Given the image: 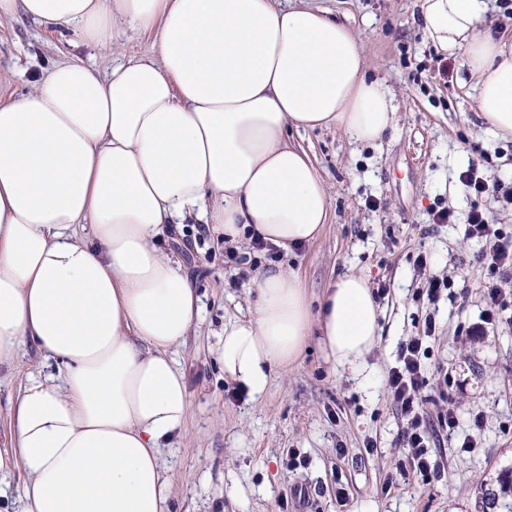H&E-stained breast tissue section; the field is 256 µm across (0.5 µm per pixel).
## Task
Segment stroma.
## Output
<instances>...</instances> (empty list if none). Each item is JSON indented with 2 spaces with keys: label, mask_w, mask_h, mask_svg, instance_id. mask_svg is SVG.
I'll use <instances>...</instances> for the list:
<instances>
[{
  "label": "stroma",
  "mask_w": 512,
  "mask_h": 512,
  "mask_svg": "<svg viewBox=\"0 0 512 512\" xmlns=\"http://www.w3.org/2000/svg\"><path fill=\"white\" fill-rule=\"evenodd\" d=\"M304 2L330 10L358 35L370 77L394 97L395 127L366 144L336 128L298 132L328 189L331 219L318 240L281 253L278 264L299 274L313 303L343 273L373 289L386 286L377 300L380 339L357 367L336 368L311 337L297 365L273 372L263 399H232L213 350L225 322L253 316L257 275L270 262L252 251L241 263H225L224 244L202 224L169 235L162 247L193 280L202 306L174 351L192 410L182 435L162 451L170 512H488L484 491L498 489L501 471L512 467V310L484 335H459V325L478 322L485 308L472 262L479 245L466 236L465 220L476 205L491 223L512 226V205L469 196L459 175L479 159L482 173L512 177V139L477 118L472 73L462 56L442 57L424 38L416 0ZM76 40L25 17L0 22V82L20 94L65 58L105 72L153 52L150 34L122 28L91 49ZM448 207L455 222L433 223V211ZM421 253L428 274L449 279L454 300H418L426 276L415 266ZM430 312L439 330L427 366L451 377L460 428L436 449L435 471L425 479L397 470L403 422L384 377L399 343ZM55 369L30 346L12 368H0V451L9 446L20 384ZM464 434L475 448H460ZM369 439L377 443L371 451ZM292 448L308 457L307 468L289 471Z\"/></svg>",
  "instance_id": "1"
}]
</instances>
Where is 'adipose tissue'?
I'll list each match as a JSON object with an SVG mask.
<instances>
[{
  "instance_id": "ef3b65f1",
  "label": "adipose tissue",
  "mask_w": 512,
  "mask_h": 512,
  "mask_svg": "<svg viewBox=\"0 0 512 512\" xmlns=\"http://www.w3.org/2000/svg\"><path fill=\"white\" fill-rule=\"evenodd\" d=\"M418 7L426 39L464 56L478 118L512 136V42L482 34L486 0ZM20 13L86 46L147 32L154 53L104 74L64 59L27 93H0V367L29 345L57 362L19 389L0 473L25 476L17 512H167L161 450L191 409L171 350L201 299L161 236L192 218L229 245L313 242L331 199L289 133L379 140L393 97L351 29L304 5L0 0V20ZM314 332L340 366L375 346L364 277L332 280L313 309L298 273L264 271L254 316L226 323L214 354L257 401Z\"/></svg>"
}]
</instances>
